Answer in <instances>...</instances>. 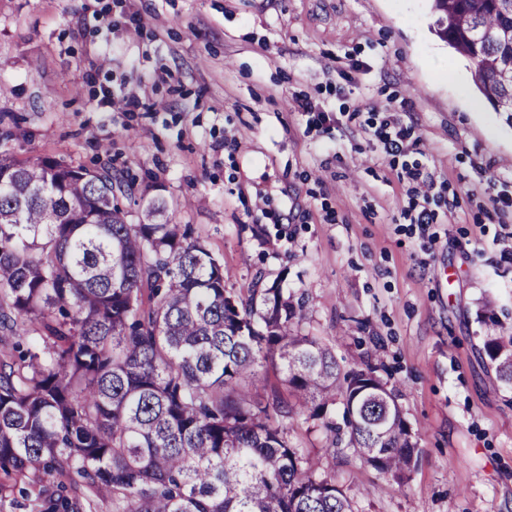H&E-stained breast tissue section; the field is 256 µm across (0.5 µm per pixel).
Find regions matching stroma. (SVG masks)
I'll return each mask as SVG.
<instances>
[{"instance_id":"stroma-1","label":"stroma","mask_w":512,"mask_h":512,"mask_svg":"<svg viewBox=\"0 0 512 512\" xmlns=\"http://www.w3.org/2000/svg\"><path fill=\"white\" fill-rule=\"evenodd\" d=\"M430 0H0V152L149 184L175 223L304 296L342 370L377 367L419 453L404 482L285 419L357 512H512V388L480 339L512 334V114L434 32ZM134 95L153 111L116 112ZM312 103L300 112L298 100ZM399 113L440 186L436 242L402 215L404 157L363 124Z\"/></svg>"}]
</instances>
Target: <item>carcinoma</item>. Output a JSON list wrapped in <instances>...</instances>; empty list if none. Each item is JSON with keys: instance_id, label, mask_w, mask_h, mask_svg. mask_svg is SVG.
<instances>
[{"instance_id": "obj_1", "label": "carcinoma", "mask_w": 512, "mask_h": 512, "mask_svg": "<svg viewBox=\"0 0 512 512\" xmlns=\"http://www.w3.org/2000/svg\"><path fill=\"white\" fill-rule=\"evenodd\" d=\"M436 33L512 112V0H431ZM135 179L49 155L0 157V472L36 512H355L293 446L296 414L397 482L418 448L370 364L341 373L301 333L307 302L225 288L224 263ZM139 196L127 221L118 196ZM483 351L512 387V335L490 308ZM294 402L261 394L255 368ZM343 406L342 423L331 417ZM48 477L73 495L46 494Z\"/></svg>"}]
</instances>
